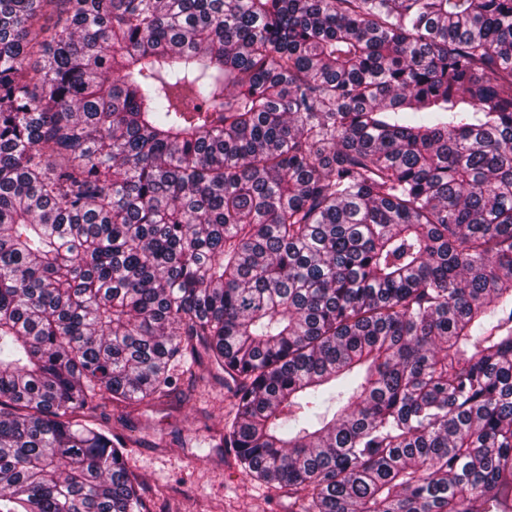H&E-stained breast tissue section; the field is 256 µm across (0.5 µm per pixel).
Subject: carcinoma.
Instances as JSON below:
<instances>
[{
	"label": "carcinoma",
	"instance_id": "cac0c4a2",
	"mask_svg": "<svg viewBox=\"0 0 512 512\" xmlns=\"http://www.w3.org/2000/svg\"><path fill=\"white\" fill-rule=\"evenodd\" d=\"M203 359L292 512H512V0H0V512Z\"/></svg>",
	"mask_w": 512,
	"mask_h": 512
}]
</instances>
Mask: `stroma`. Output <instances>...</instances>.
<instances>
[{
    "mask_svg": "<svg viewBox=\"0 0 512 512\" xmlns=\"http://www.w3.org/2000/svg\"><path fill=\"white\" fill-rule=\"evenodd\" d=\"M192 398L176 394L128 417L127 466L152 512H288L285 491L251 481L218 430L234 416V383L206 366Z\"/></svg>",
    "mask_w": 512,
    "mask_h": 512,
    "instance_id": "stroma-1",
    "label": "stroma"
}]
</instances>
